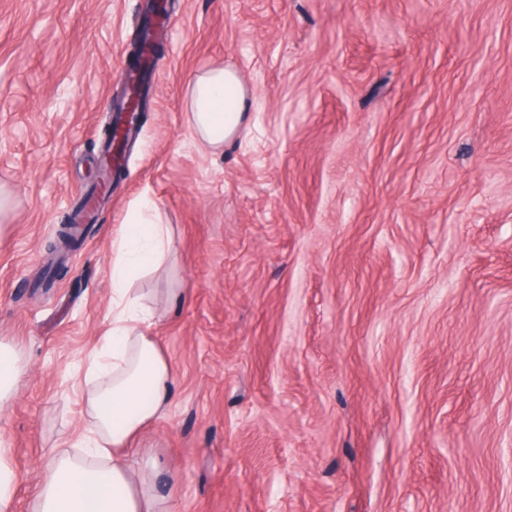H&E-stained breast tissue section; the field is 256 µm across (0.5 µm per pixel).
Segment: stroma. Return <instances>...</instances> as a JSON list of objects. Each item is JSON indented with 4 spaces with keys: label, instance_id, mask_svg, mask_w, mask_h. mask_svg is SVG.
Segmentation results:
<instances>
[{
    "label": "stroma",
    "instance_id": "stroma-1",
    "mask_svg": "<svg viewBox=\"0 0 512 512\" xmlns=\"http://www.w3.org/2000/svg\"><path fill=\"white\" fill-rule=\"evenodd\" d=\"M146 4L0 0L13 512L86 430L138 203L176 239L140 282L174 390L129 459L172 512H512V0H173L125 175L39 287ZM215 64L249 94L220 156L183 117ZM28 368L22 351L13 343L0 340V411L16 398Z\"/></svg>",
    "mask_w": 512,
    "mask_h": 512
}]
</instances>
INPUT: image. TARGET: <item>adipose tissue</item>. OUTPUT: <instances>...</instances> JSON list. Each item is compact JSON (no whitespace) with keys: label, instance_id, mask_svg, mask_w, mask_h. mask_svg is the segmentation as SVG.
<instances>
[{"label":"adipose tissue","instance_id":"1","mask_svg":"<svg viewBox=\"0 0 512 512\" xmlns=\"http://www.w3.org/2000/svg\"><path fill=\"white\" fill-rule=\"evenodd\" d=\"M246 99L233 70L214 65L192 76L184 119L206 151L220 152L237 135ZM174 252L172 229L155 208L138 210L113 239L111 322L88 357L85 378L89 426L75 452L56 450L42 466L32 512H160L157 498L138 486L120 453L164 415L172 398L171 368L146 329L155 313L133 282L167 266ZM27 373L21 350L0 340V411L16 398Z\"/></svg>","mask_w":512,"mask_h":512}]
</instances>
